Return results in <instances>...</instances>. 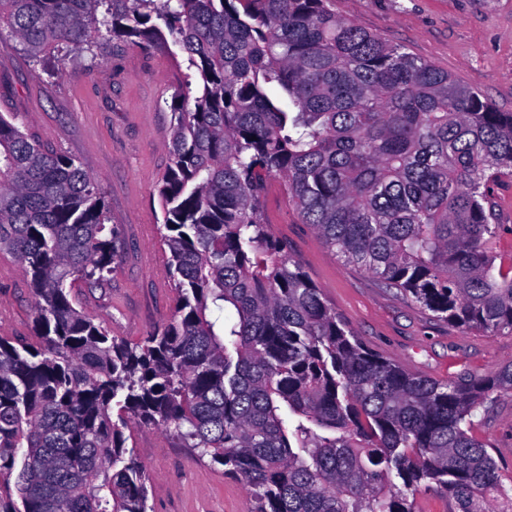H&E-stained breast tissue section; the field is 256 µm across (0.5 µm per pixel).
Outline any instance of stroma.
I'll use <instances>...</instances> for the list:
<instances>
[{
  "label": "stroma",
  "instance_id": "stroma-1",
  "mask_svg": "<svg viewBox=\"0 0 512 512\" xmlns=\"http://www.w3.org/2000/svg\"><path fill=\"white\" fill-rule=\"evenodd\" d=\"M336 11L512 112V0H336ZM187 73L178 47H135L108 36L92 51L43 64L15 40L0 48V113H13L29 135L76 158L97 180L118 231L113 270L95 286L77 282L75 306L132 343L174 311L156 188L169 166L172 94ZM261 206L271 233L287 241L324 299L374 352L437 381L485 377L512 363V334L448 324L343 263L301 222L282 180L270 181ZM0 336L35 340L34 295L6 253H0ZM475 422L511 489L512 393L493 394ZM125 436L149 474L151 512H250L243 484L174 433L138 425Z\"/></svg>",
  "mask_w": 512,
  "mask_h": 512
}]
</instances>
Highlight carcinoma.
Listing matches in <instances>:
<instances>
[{
	"mask_svg": "<svg viewBox=\"0 0 512 512\" xmlns=\"http://www.w3.org/2000/svg\"><path fill=\"white\" fill-rule=\"evenodd\" d=\"M38 60L104 35L173 43L171 158L158 195L177 294L131 344L72 302L119 248L75 158L0 114V252L35 296L36 342L0 336V512H149L132 423L176 433L242 480L254 512H456L507 494L474 418L512 364L439 382L364 346L261 197L328 250L457 327L512 334L493 186L512 176V112L336 13L335 0H0ZM416 503L417 507H420V512H455L451 498L433 490L421 492Z\"/></svg>",
	"mask_w": 512,
	"mask_h": 512,
	"instance_id": "1",
	"label": "carcinoma"
}]
</instances>
